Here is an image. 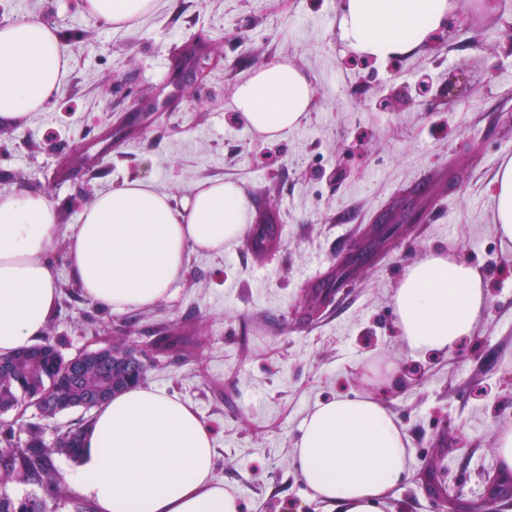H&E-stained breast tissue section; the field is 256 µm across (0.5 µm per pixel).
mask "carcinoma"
Wrapping results in <instances>:
<instances>
[{
    "instance_id": "cac0c4a2",
    "label": "carcinoma",
    "mask_w": 512,
    "mask_h": 512,
    "mask_svg": "<svg viewBox=\"0 0 512 512\" xmlns=\"http://www.w3.org/2000/svg\"><path fill=\"white\" fill-rule=\"evenodd\" d=\"M150 346L177 359L186 358L189 341L184 336H156ZM115 353H92L64 358L58 344L50 337L42 343L18 352L0 370V409H8L26 397L35 398L41 391L52 388L56 401L40 407L45 419L77 408L90 394L103 393L109 399L139 383L146 372L145 363L132 354L120 341L113 344ZM89 422L69 430L65 438L47 444L37 428L28 427V438H16L15 424L0 425V480H17L38 485L43 499L16 502L0 496V512H43L44 499L60 495L58 479L51 472V460L56 454L77 456L82 436Z\"/></svg>"
}]
</instances>
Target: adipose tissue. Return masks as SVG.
<instances>
[{
    "label": "adipose tissue",
    "instance_id": "adipose-tissue-1",
    "mask_svg": "<svg viewBox=\"0 0 512 512\" xmlns=\"http://www.w3.org/2000/svg\"><path fill=\"white\" fill-rule=\"evenodd\" d=\"M154 0H83L86 14L132 29ZM456 11V0H340L339 39L378 59L411 55ZM69 56L44 22L0 25V124L40 111L59 91ZM311 105L307 75L278 61L237 87L234 107L270 139L298 128ZM495 224L512 241V159L499 166ZM251 219L230 180L195 185L181 198L150 182H124L88 203L68 235L69 272L84 297L122 315L168 299L190 254L223 253ZM57 209L40 191L0 192V358L38 343L59 292L51 256ZM401 338L413 353L454 352L487 309L483 280L462 254L432 252L409 265L393 296ZM293 462L314 497L335 512H385L408 471L406 436L370 397L339 396L304 418ZM64 479L94 512H241L215 475L214 430L192 404L138 384L96 408Z\"/></svg>",
    "mask_w": 512,
    "mask_h": 512
}]
</instances>
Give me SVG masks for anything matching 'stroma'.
I'll return each mask as SVG.
<instances>
[{"instance_id": "stroma-1", "label": "stroma", "mask_w": 512, "mask_h": 512, "mask_svg": "<svg viewBox=\"0 0 512 512\" xmlns=\"http://www.w3.org/2000/svg\"><path fill=\"white\" fill-rule=\"evenodd\" d=\"M82 0H5L0 25L36 16L56 28L69 53L54 99L25 122L0 125V192L39 190L58 211L53 262L59 307L45 333L64 356L128 336L198 337L188 360L151 356L145 383L192 404L215 430L216 475L242 512H327L301 481L293 447L303 419L338 395L379 399L412 450L407 476L385 512H442V487L456 504L492 503L512 512L499 483L496 435L512 427V242L494 224L495 175L512 158V0L484 10L458 0L446 44L371 70L343 63L339 0H155L132 30L85 14ZM205 35L222 55L202 102L185 94L162 112L129 118V94L155 95L174 54ZM304 71L311 109L283 139L252 133L232 106L238 85L279 60ZM478 71L452 109H378L421 73ZM456 170L460 183L416 201L429 230L402 232L391 251L350 280L335 316L306 330L302 312L313 273L339 260L356 226L374 223L411 198L423 175ZM238 182L264 198L284 225L278 252L264 260L225 246L191 254L182 280L158 307L116 315L85 299L69 273L66 236L84 207L124 181L146 179L181 197L196 183ZM433 250L460 253L481 274L489 306L475 336L455 352L411 355L392 303L405 268Z\"/></svg>"}]
</instances>
